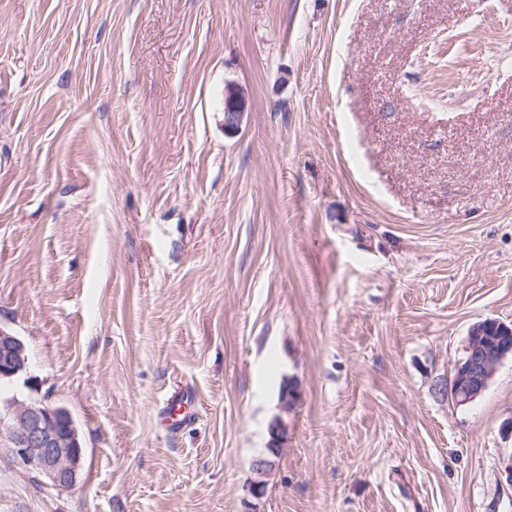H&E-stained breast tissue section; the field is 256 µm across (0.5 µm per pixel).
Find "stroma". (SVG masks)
<instances>
[{
    "mask_svg": "<svg viewBox=\"0 0 512 512\" xmlns=\"http://www.w3.org/2000/svg\"><path fill=\"white\" fill-rule=\"evenodd\" d=\"M487 318L512 0H0V397L83 447L63 488L0 442V512H512V358L441 390ZM29 367L25 343L14 334L0 328V386L2 381H12Z\"/></svg>",
    "mask_w": 512,
    "mask_h": 512,
    "instance_id": "35a3bbf8",
    "label": "stroma"
}]
</instances>
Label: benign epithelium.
Listing matches in <instances>:
<instances>
[{
  "label": "benign epithelium",
  "mask_w": 512,
  "mask_h": 512,
  "mask_svg": "<svg viewBox=\"0 0 512 512\" xmlns=\"http://www.w3.org/2000/svg\"><path fill=\"white\" fill-rule=\"evenodd\" d=\"M466 353L465 366L456 367L449 386L451 399L459 406L473 402L501 361L512 356V325L491 318L479 322L470 332ZM28 367L25 343L0 327V382L13 380ZM1 439L17 461L53 485L67 488L76 483L82 445L66 409L9 398L0 404Z\"/></svg>",
  "instance_id": "obj_1"
}]
</instances>
